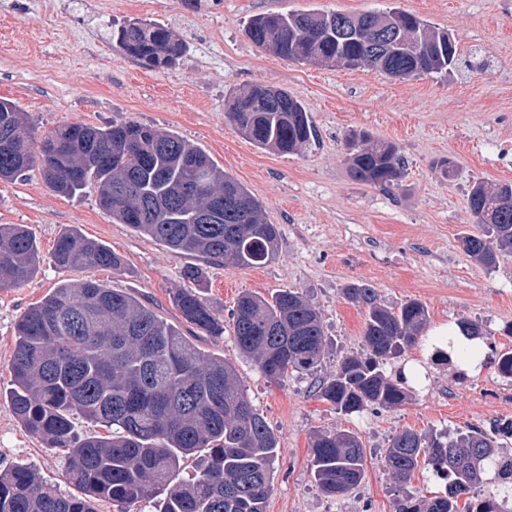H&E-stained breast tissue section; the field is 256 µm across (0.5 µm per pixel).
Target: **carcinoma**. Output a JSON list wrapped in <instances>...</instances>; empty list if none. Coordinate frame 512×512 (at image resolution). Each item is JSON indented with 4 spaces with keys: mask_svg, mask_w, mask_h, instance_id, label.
Instances as JSON below:
<instances>
[{
    "mask_svg": "<svg viewBox=\"0 0 512 512\" xmlns=\"http://www.w3.org/2000/svg\"><path fill=\"white\" fill-rule=\"evenodd\" d=\"M387 22L412 48L373 54L375 27ZM245 34L259 49L298 63L329 65L362 58L364 67L406 79L447 71L457 44L447 32L397 7L358 15L306 10L251 17ZM116 46L142 66L170 67L187 50L170 28L130 20L112 33ZM0 176L12 182L36 171L56 193L73 197L90 186L99 206L133 231L166 247L234 266L274 258L279 226L259 201L201 148L178 134L136 121L104 127L58 125L39 133L27 113L0 100ZM226 117L247 139L280 154L310 145L315 128L301 101L287 90L270 95L255 84L233 93ZM351 176L394 186L404 176L399 148L365 131L346 137ZM480 232L460 238L463 251L487 268L512 255V182L478 181L468 195ZM62 269H124L123 258L76 228L62 232L52 252ZM40 264L39 248L22 224H0V289L27 282ZM365 311L363 351L343 356L318 384L319 397L345 415L370 406L394 409L410 397L402 374L386 366L419 343L427 308L408 299L380 302L363 282L343 289ZM172 302L182 320L204 336L224 335V314L191 288ZM240 354L271 381L312 375L328 351L319 310L302 293L279 290L268 298L244 293L230 315ZM7 390L13 413L50 451L64 452L77 493L47 483L21 462L0 471V512H98L153 501L156 512H265L278 437L244 392L235 366L201 350L175 325L126 292L87 279L66 282L28 308L17 323ZM106 429L80 436L73 417ZM319 488L343 497L366 474L360 437L319 431L311 449ZM198 460L194 473L185 463ZM512 487V453L496 435L470 427L454 436L402 429L386 449L385 465L404 489L394 512H512V493L481 495L483 475ZM425 465L445 481L444 491L422 499L405 490Z\"/></svg>",
    "mask_w": 512,
    "mask_h": 512,
    "instance_id": "cac0c4a2",
    "label": "carcinoma"
}]
</instances>
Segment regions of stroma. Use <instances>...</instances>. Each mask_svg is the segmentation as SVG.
I'll return each mask as SVG.
<instances>
[{
  "instance_id": "35a3bbf8",
  "label": "stroma",
  "mask_w": 512,
  "mask_h": 512,
  "mask_svg": "<svg viewBox=\"0 0 512 512\" xmlns=\"http://www.w3.org/2000/svg\"><path fill=\"white\" fill-rule=\"evenodd\" d=\"M0 0V98L15 101L46 130L134 120L177 133L201 148L261 203L281 239L275 258L256 267L212 264L177 254L113 220L94 188L76 198L53 192L38 173L0 182V224H25L44 260L17 288L0 289V388L10 385L15 326L34 303L67 281L94 279L150 302L171 323L181 317L170 296L187 287V266L205 268L200 294L230 312L241 293L303 292L319 309L328 353L317 375L276 384L243 359L232 334L201 337V350L234 362L243 388L278 437L266 512H394L385 450L399 430L493 432L512 420V380L494 363L512 350V257L487 269L459 239L477 232L468 208L474 181L512 182V0ZM397 7L457 41L462 65L447 75L395 80L369 69L288 61L253 45L247 21L270 12L318 9L347 14ZM166 24L189 47L174 67L152 71L114 48L113 25L130 19ZM264 83L285 88L309 112L316 135L304 152L258 148L225 119L234 91ZM365 130L395 143L406 163L399 186L354 180L344 137ZM452 160L453 176L438 164ZM102 242L125 260L122 272L60 270L49 255L68 227ZM355 280L376 288L382 303L406 299L428 309L429 327L462 319L482 323L490 346L479 349L482 372L459 379L452 366H431L425 386L398 408L336 412L316 392L317 379L340 357L362 350L365 313L345 301ZM345 429L361 437L366 475L349 494H324L311 474V438ZM30 463L65 485L62 455L47 451L0 397V468Z\"/></svg>"
}]
</instances>
